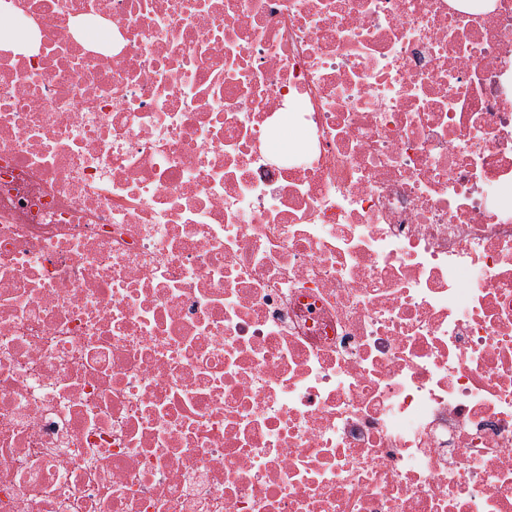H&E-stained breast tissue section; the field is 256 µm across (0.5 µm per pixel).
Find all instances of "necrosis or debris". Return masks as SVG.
I'll return each mask as SVG.
<instances>
[{
  "mask_svg": "<svg viewBox=\"0 0 512 512\" xmlns=\"http://www.w3.org/2000/svg\"><path fill=\"white\" fill-rule=\"evenodd\" d=\"M0 512H512V0H0Z\"/></svg>",
  "mask_w": 512,
  "mask_h": 512,
  "instance_id": "obj_1",
  "label": "necrosis or debris"
}]
</instances>
